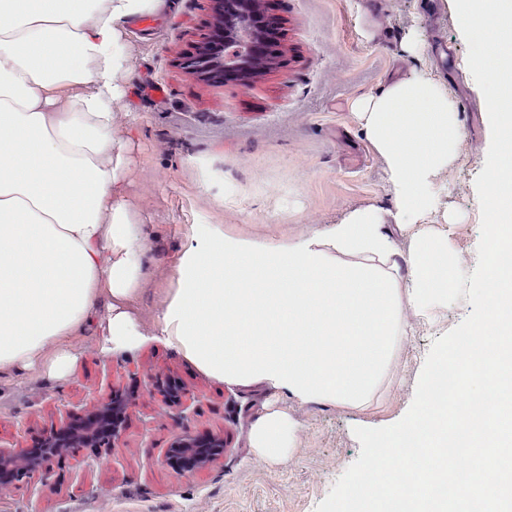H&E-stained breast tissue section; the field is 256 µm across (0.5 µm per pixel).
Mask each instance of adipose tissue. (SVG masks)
<instances>
[{
	"mask_svg": "<svg viewBox=\"0 0 512 512\" xmlns=\"http://www.w3.org/2000/svg\"><path fill=\"white\" fill-rule=\"evenodd\" d=\"M159 2L0 0V373L41 365L66 377L75 357L62 341L91 323L108 354L146 339L130 310L145 250L125 202L112 104L124 92V26ZM353 109L386 161L396 223L417 222L455 160V101L412 75ZM385 223L363 208L322 235L187 245L156 333L223 382L368 411L411 320L447 302L461 264L425 228L400 252ZM250 443L260 458L285 461L296 423L268 409Z\"/></svg>",
	"mask_w": 512,
	"mask_h": 512,
	"instance_id": "obj_1",
	"label": "adipose tissue"
}]
</instances>
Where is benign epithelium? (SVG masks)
I'll return each instance as SVG.
<instances>
[{
  "label": "benign epithelium",
  "mask_w": 512,
  "mask_h": 512,
  "mask_svg": "<svg viewBox=\"0 0 512 512\" xmlns=\"http://www.w3.org/2000/svg\"><path fill=\"white\" fill-rule=\"evenodd\" d=\"M244 0H215V12L219 18L238 16L239 26L249 30L258 28L265 32L258 41L243 42L227 35L224 26L218 24L203 42L196 46V54L186 62L187 68L208 79L221 82L234 81L241 85L250 82L258 71L249 69L246 61L264 58L273 62L277 37L276 19L263 14H247L241 9ZM126 404L119 395L87 415L68 420L59 429L40 441V448L30 453L24 449L18 453L0 449V485H10L18 478L48 469L52 459L70 448H111L119 441L126 423ZM224 452V439L213 435L192 436L183 434L174 439L165 462L178 474H191Z\"/></svg>",
  "instance_id": "7a95c632"
}]
</instances>
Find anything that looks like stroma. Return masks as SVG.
<instances>
[{
  "mask_svg": "<svg viewBox=\"0 0 512 512\" xmlns=\"http://www.w3.org/2000/svg\"><path fill=\"white\" fill-rule=\"evenodd\" d=\"M264 2L280 21L281 55L247 86L183 67L215 21L213 0H163L126 27L128 77L113 105L114 135L127 143L125 198L147 257L133 304L145 326L155 324L175 287L174 268L192 237L292 238L323 232L358 208L395 213L386 163L352 103L414 73L441 80L463 131L456 162L434 189L439 210L423 223L447 236L464 274L477 265L475 180L491 131L454 0ZM156 84L163 96H146L144 87ZM446 211L456 224L443 223ZM471 310L462 296L413 328L393 363L397 380L369 417L277 397L259 384L220 382L158 336L107 355L88 326L69 339L76 365L67 378L39 369L0 375V449L35 447L68 414H86L116 391L129 402L125 432L115 447L71 449L46 473L0 486V512H315L360 454L355 428L389 426L405 415L433 340ZM170 378L186 391L183 406L166 403L158 389ZM272 400L297 425V448L280 464L260 459L249 443L253 422ZM186 432L221 435L227 448L181 476L166 465L165 452Z\"/></svg>",
  "mask_w": 512,
  "mask_h": 512,
  "instance_id": "stroma-1",
  "label": "stroma"
}]
</instances>
